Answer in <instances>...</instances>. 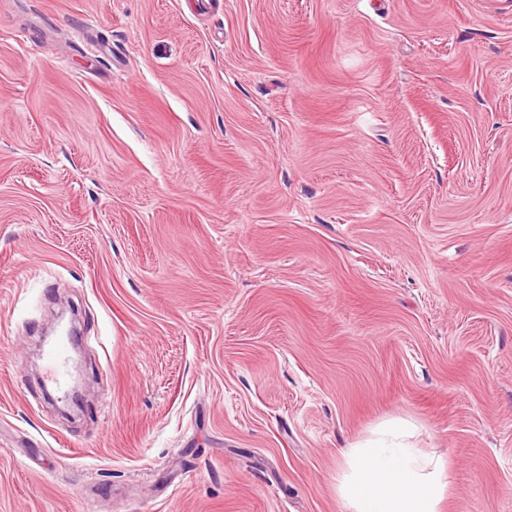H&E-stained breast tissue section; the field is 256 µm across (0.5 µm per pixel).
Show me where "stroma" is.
<instances>
[{
	"label": "stroma",
	"mask_w": 512,
	"mask_h": 512,
	"mask_svg": "<svg viewBox=\"0 0 512 512\" xmlns=\"http://www.w3.org/2000/svg\"><path fill=\"white\" fill-rule=\"evenodd\" d=\"M396 424L512 512V0H0V512H351ZM44 361V378L56 391L66 396L70 377L69 347L64 337L46 345L42 350Z\"/></svg>",
	"instance_id": "1"
}]
</instances>
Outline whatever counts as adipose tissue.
<instances>
[{
    "mask_svg": "<svg viewBox=\"0 0 512 512\" xmlns=\"http://www.w3.org/2000/svg\"><path fill=\"white\" fill-rule=\"evenodd\" d=\"M412 435L405 425L385 427L376 439L342 450L339 490L352 512H438L446 461L413 448Z\"/></svg>",
    "mask_w": 512,
    "mask_h": 512,
    "instance_id": "obj_1",
    "label": "adipose tissue"
}]
</instances>
